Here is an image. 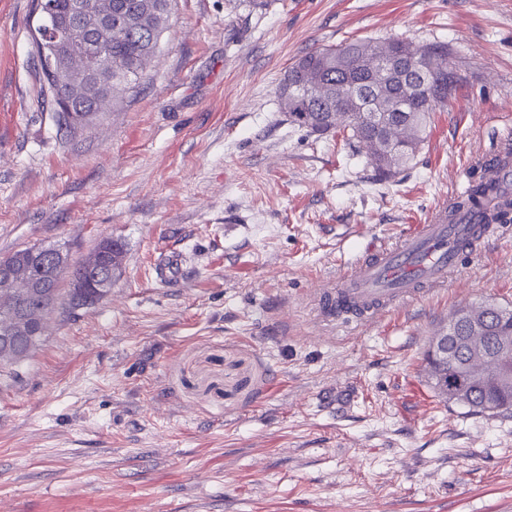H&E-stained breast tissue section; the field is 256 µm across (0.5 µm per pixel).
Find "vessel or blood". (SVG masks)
<instances>
[{
  "label": "vessel or blood",
  "mask_w": 512,
  "mask_h": 512,
  "mask_svg": "<svg viewBox=\"0 0 512 512\" xmlns=\"http://www.w3.org/2000/svg\"><path fill=\"white\" fill-rule=\"evenodd\" d=\"M482 166L493 184L512 187V143L497 145ZM499 229L488 222L484 210L459 212L454 202L442 203L428 223L411 226L399 245L359 260L338 287L321 290V312L329 319L381 318L395 306L446 285L459 268L461 246Z\"/></svg>",
  "instance_id": "obj_1"
}]
</instances>
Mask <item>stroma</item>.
<instances>
[{"label": "stroma", "instance_id": "stroma-1", "mask_svg": "<svg viewBox=\"0 0 512 512\" xmlns=\"http://www.w3.org/2000/svg\"><path fill=\"white\" fill-rule=\"evenodd\" d=\"M31 27L0 0V257L125 249L0 368V512H512V416L449 402L426 361L458 308L512 305V223L379 322L314 301L512 140V0H174L136 91L73 132ZM394 38L448 44L461 81L382 181L276 90L305 53ZM121 257V255H115L113 257V260L111 259V262L108 263V266L106 268V274L105 276H103L105 280L99 286H93V288H99L97 290V293H92L89 291L88 288L92 287L88 285L84 278L74 277L71 280L69 285L72 290L74 302L76 305H78L79 307H88L92 304H96L99 299L101 300L102 298H104V296H100L99 298V295L104 290L109 288V286L112 284V275H114V273L119 270L121 264ZM70 288H68L67 300L68 305L70 307H73L70 295Z\"/></svg>", "mask_w": 512, "mask_h": 512}]
</instances>
